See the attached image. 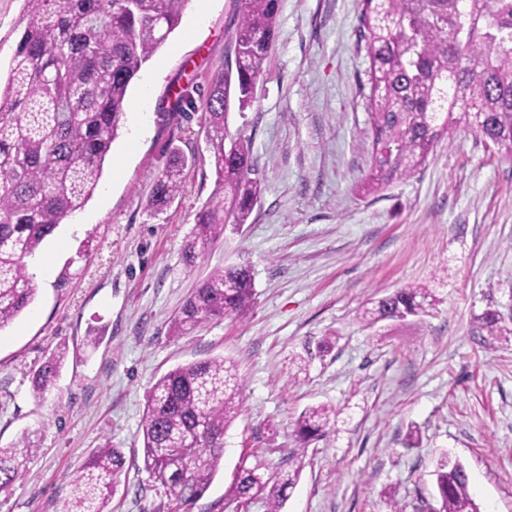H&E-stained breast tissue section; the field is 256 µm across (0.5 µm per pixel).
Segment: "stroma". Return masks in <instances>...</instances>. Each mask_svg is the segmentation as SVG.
<instances>
[{
  "label": "stroma",
  "mask_w": 512,
  "mask_h": 512,
  "mask_svg": "<svg viewBox=\"0 0 512 512\" xmlns=\"http://www.w3.org/2000/svg\"><path fill=\"white\" fill-rule=\"evenodd\" d=\"M23 7L0 0L1 78ZM241 9V0H210L203 14L190 0L130 88L101 192L40 250L52 278L0 331V448L26 433L37 446L0 512H64L70 481L107 440L126 464L105 512H166L168 495L143 469L146 392L177 365L209 357L235 363L244 410L194 512H237L225 497L237 468L287 465L290 423L318 403L339 409L338 422L309 445L282 512H390L394 500L417 512L444 451L466 466L483 512H512V342H484L476 321L495 309L512 325V162L462 126L412 177L363 190L372 135L360 0H281L255 101L228 118L230 133L252 142L263 196L250 224L226 229L183 271V240L213 189L208 91L234 60ZM174 146L189 159L182 190L149 214ZM236 264L254 270L249 316L171 339L168 322L196 282ZM415 285L436 297L426 314L363 318L369 300ZM90 336L100 344L88 346ZM62 344L66 365L38 400L32 374Z\"/></svg>",
  "instance_id": "obj_1"
}]
</instances>
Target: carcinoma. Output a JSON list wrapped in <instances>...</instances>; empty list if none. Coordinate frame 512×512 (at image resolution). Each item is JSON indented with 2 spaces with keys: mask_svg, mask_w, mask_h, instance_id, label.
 <instances>
[{
  "mask_svg": "<svg viewBox=\"0 0 512 512\" xmlns=\"http://www.w3.org/2000/svg\"><path fill=\"white\" fill-rule=\"evenodd\" d=\"M189 0H24V29L0 87V331L35 300L27 269L43 242L92 198L129 107L138 73L178 27ZM232 33L234 67L211 81L206 102L207 146L214 188L182 245L187 272L204 262L226 227L248 223L261 195L253 177L251 142L227 130L232 105L254 102L256 84L276 39L280 0H242ZM359 37L369 58L367 109L372 165L367 187L413 175L434 149L465 123L512 160V0H362ZM187 158L173 148L145 207L163 212L181 192ZM248 266L212 270L169 322L174 339L213 321L245 319L254 305ZM434 296L421 286L376 301L373 322L427 312ZM481 328L509 339L512 327L487 309ZM67 347L31 378L40 399L50 393ZM243 388L233 362L222 357L178 365L146 396L141 429L150 487L170 495L167 512H192L224 462V432L242 413ZM336 423L327 405L294 420L299 447L293 464L274 471L258 462L239 468L227 497L243 507L262 500L281 512L295 488L309 443ZM36 452L29 435L0 448V491L9 490ZM125 466L105 441L75 477L65 512H104ZM437 512H480L466 466L444 454L432 472Z\"/></svg>",
  "mask_w": 512,
  "mask_h": 512,
  "instance_id": "carcinoma-1",
  "label": "carcinoma"
}]
</instances>
